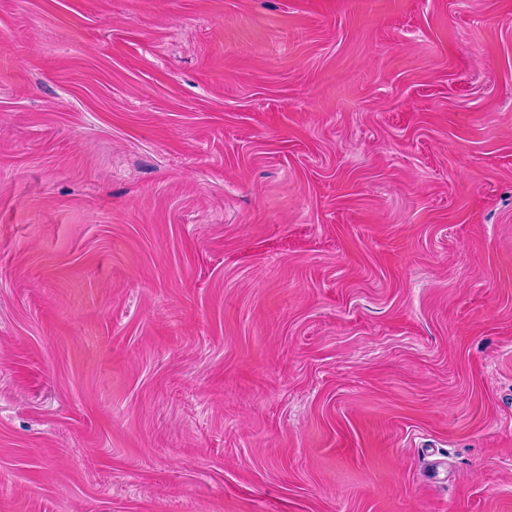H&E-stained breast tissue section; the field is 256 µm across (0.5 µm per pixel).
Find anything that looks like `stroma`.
Here are the masks:
<instances>
[{
  "mask_svg": "<svg viewBox=\"0 0 512 512\" xmlns=\"http://www.w3.org/2000/svg\"><path fill=\"white\" fill-rule=\"evenodd\" d=\"M0 512H512V0H0Z\"/></svg>",
  "mask_w": 512,
  "mask_h": 512,
  "instance_id": "1",
  "label": "stroma"
}]
</instances>
